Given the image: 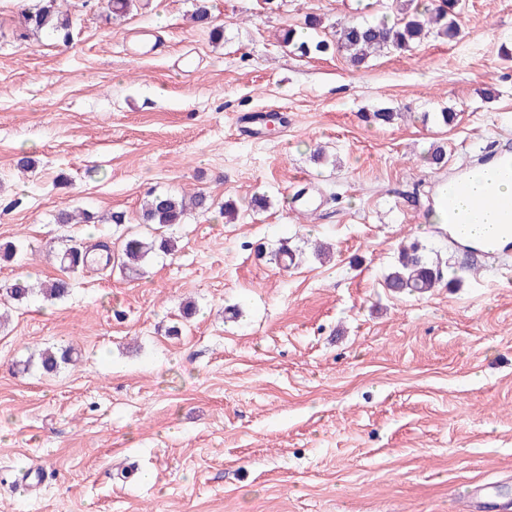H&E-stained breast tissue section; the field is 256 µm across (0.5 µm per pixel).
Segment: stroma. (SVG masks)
<instances>
[{
	"mask_svg": "<svg viewBox=\"0 0 512 512\" xmlns=\"http://www.w3.org/2000/svg\"><path fill=\"white\" fill-rule=\"evenodd\" d=\"M196 4L65 0L62 37L0 0V244L20 246L0 286L71 284L10 302L0 326V512H451L473 482L512 492V256L428 221L440 181L512 152V0H460L457 39L360 67L279 34L314 15L331 41L392 0H209L217 41ZM383 108L400 119L373 120ZM247 112L280 121L243 133ZM182 191L212 208L122 270L144 201ZM63 208L94 221L56 223ZM98 241L110 264H62ZM411 242L443 262L419 296L383 283ZM69 346L54 375L27 363Z\"/></svg>",
	"mask_w": 512,
	"mask_h": 512,
	"instance_id": "obj_1",
	"label": "stroma"
}]
</instances>
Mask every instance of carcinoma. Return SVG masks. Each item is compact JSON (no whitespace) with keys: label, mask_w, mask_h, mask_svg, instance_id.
Listing matches in <instances>:
<instances>
[{"label":"carcinoma","mask_w":512,"mask_h":512,"mask_svg":"<svg viewBox=\"0 0 512 512\" xmlns=\"http://www.w3.org/2000/svg\"><path fill=\"white\" fill-rule=\"evenodd\" d=\"M458 5L459 0H436L423 7L418 0H398V18L390 21L383 17L377 21H362L342 27L336 31L334 44L326 40L309 42L297 37V32L291 28L283 32L282 42L306 57L327 53L334 47L344 53L352 65L358 67L376 52H410L416 44L431 35L448 40L455 39L459 33V12L456 11ZM59 14L58 0H42L37 7L24 11V20L29 28L58 32L69 27V18L61 19ZM194 17L199 25L212 29L215 35H221L222 29L213 24L206 0H199ZM189 206L206 212L211 209L212 203L203 193H196L188 200L172 193L156 194L142 210L141 221L147 226L155 225L160 229L180 224ZM156 249L169 252L174 249V244L166 237L157 239L140 233L132 234L122 246V264L127 269L140 267ZM442 280V271L429 260L425 248L417 242L401 246L397 260L384 275L386 288L409 295L428 293L438 287ZM68 289L69 284L63 279H57L51 287L42 289L34 288L26 280H19L5 287L3 296L14 301L27 300L35 295L46 299H61L68 293ZM70 361L71 350L55 351L46 348L39 352L38 367L45 374H54L61 365Z\"/></svg>","instance_id":"cac0c4a2"}]
</instances>
